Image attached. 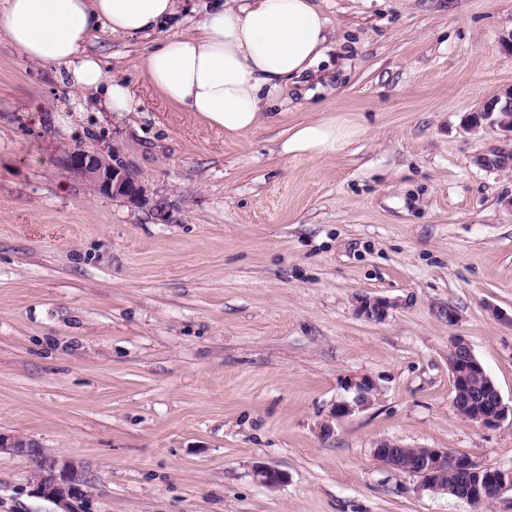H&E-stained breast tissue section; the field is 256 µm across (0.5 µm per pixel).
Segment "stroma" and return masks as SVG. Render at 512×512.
Returning <instances> with one entry per match:
<instances>
[{"mask_svg":"<svg viewBox=\"0 0 512 512\" xmlns=\"http://www.w3.org/2000/svg\"><path fill=\"white\" fill-rule=\"evenodd\" d=\"M182 4L178 27L95 39L143 101L120 117L68 111L55 69L0 41V432L74 460L86 512H472L373 448L512 468V420H462L448 364L464 339L512 402V138L473 120L512 86V0H316L327 63L239 138L142 77L196 20ZM330 119L364 134L278 153ZM72 147L115 152L144 199L66 175ZM365 296L390 301L384 321ZM362 376L372 404L332 418ZM33 469L0 453V512H56ZM362 131L336 122L310 121L288 128L279 143L284 156L336 155L357 139Z\"/></svg>","mask_w":512,"mask_h":512,"instance_id":"35a3bbf8","label":"stroma"}]
</instances>
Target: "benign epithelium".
Instances as JSON below:
<instances>
[{
  "mask_svg": "<svg viewBox=\"0 0 512 512\" xmlns=\"http://www.w3.org/2000/svg\"><path fill=\"white\" fill-rule=\"evenodd\" d=\"M481 117L501 131L512 135V87L494 93L484 106ZM63 171L84 180L95 191L116 199L137 203L145 196L142 181L118 156L107 158L102 152L72 148L60 158ZM391 303L378 297H364L358 310L371 320H383ZM448 363L454 384L463 391V396L453 399L457 410L469 413L470 419L485 427H494L507 417H512V404H507L487 374L482 363L476 358L468 343L459 339L454 343L448 356ZM485 379L480 394L471 392L473 380ZM347 388L354 390L350 400L336 401L333 416L342 418L367 408L372 402L376 389L373 379L362 377L352 380ZM400 444L382 439L375 443L373 455L390 469L399 468L394 449ZM24 456L35 463L29 485L33 496L49 501L61 512H84L88 501L87 478L69 458L50 452L35 440L21 435L0 433V451ZM260 482L273 488L281 485L286 473L263 464L255 466ZM412 475L418 478L421 490L436 488L461 501L480 494L499 498L512 492V470L483 466L469 459L461 462L444 448H430L417 461Z\"/></svg>",
  "mask_w": 512,
  "mask_h": 512,
  "instance_id": "obj_1",
  "label": "benign epithelium"
}]
</instances>
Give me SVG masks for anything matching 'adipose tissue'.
I'll list each match as a JSON object with an SVG mask.
<instances>
[{
    "instance_id": "adipose-tissue-1",
    "label": "adipose tissue",
    "mask_w": 512,
    "mask_h": 512,
    "mask_svg": "<svg viewBox=\"0 0 512 512\" xmlns=\"http://www.w3.org/2000/svg\"><path fill=\"white\" fill-rule=\"evenodd\" d=\"M180 0H0V38L25 60L53 67L73 100L136 111L126 80L110 77L88 45L97 33L134 39L175 18ZM328 21L313 0H207L191 32L175 34L142 61L145 81L182 110L231 137L271 120L283 92L326 59ZM360 135L333 122L286 130L284 156L335 155Z\"/></svg>"
}]
</instances>
